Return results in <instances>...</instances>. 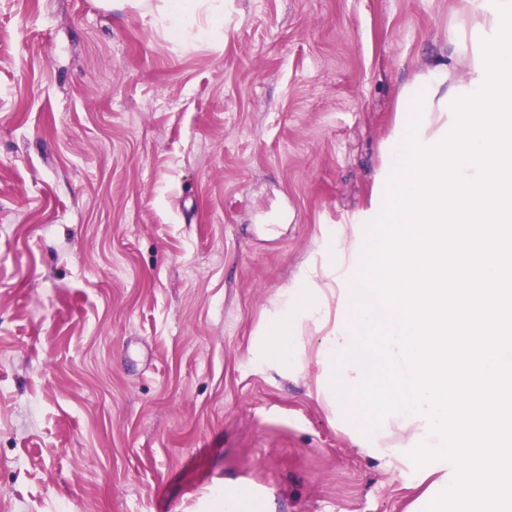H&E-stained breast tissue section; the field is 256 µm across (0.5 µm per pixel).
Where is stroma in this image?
<instances>
[{
  "instance_id": "1",
  "label": "stroma",
  "mask_w": 512,
  "mask_h": 512,
  "mask_svg": "<svg viewBox=\"0 0 512 512\" xmlns=\"http://www.w3.org/2000/svg\"><path fill=\"white\" fill-rule=\"evenodd\" d=\"M495 0H224L186 47L134 7L0 0V512H410L249 350L332 228L363 233L402 86ZM248 491L240 484L232 481L224 483V486L214 495V502L218 512H243L246 510Z\"/></svg>"
}]
</instances>
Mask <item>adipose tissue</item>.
I'll list each match as a JSON object with an SVG mask.
<instances>
[{"label":"adipose tissue","instance_id":"ef3b65f1","mask_svg":"<svg viewBox=\"0 0 512 512\" xmlns=\"http://www.w3.org/2000/svg\"><path fill=\"white\" fill-rule=\"evenodd\" d=\"M107 10L131 5L158 23L171 37L190 46L198 41L206 27L224 25V0H99ZM453 57L465 59L466 69L456 73L454 65L438 59L425 68L432 74L433 96L443 99L454 87H468L480 76L474 55L465 47L452 51ZM339 281L332 274L313 277L311 269H302L295 284L285 291L282 306L265 322L260 341L250 352L254 362L279 373H289L297 356L308 342L307 330L318 332V352L347 345L353 321L345 313L328 320L329 301L335 297Z\"/></svg>","mask_w":512,"mask_h":512}]
</instances>
